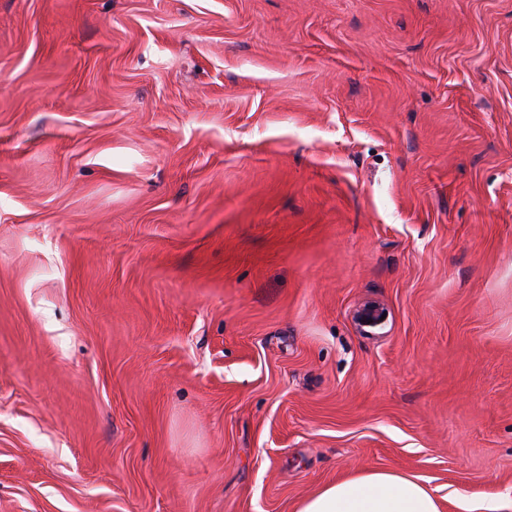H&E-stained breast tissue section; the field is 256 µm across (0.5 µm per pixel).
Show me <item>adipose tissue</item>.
<instances>
[{"instance_id":"ef3b65f1","label":"adipose tissue","mask_w":512,"mask_h":512,"mask_svg":"<svg viewBox=\"0 0 512 512\" xmlns=\"http://www.w3.org/2000/svg\"><path fill=\"white\" fill-rule=\"evenodd\" d=\"M297 512H440L434 491L417 479L384 470L325 485L300 501Z\"/></svg>"}]
</instances>
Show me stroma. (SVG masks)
Instances as JSON below:
<instances>
[{
	"label": "stroma",
	"mask_w": 512,
	"mask_h": 512,
	"mask_svg": "<svg viewBox=\"0 0 512 512\" xmlns=\"http://www.w3.org/2000/svg\"><path fill=\"white\" fill-rule=\"evenodd\" d=\"M370 470L512 512V0H0V512Z\"/></svg>",
	"instance_id": "35a3bbf8"
}]
</instances>
